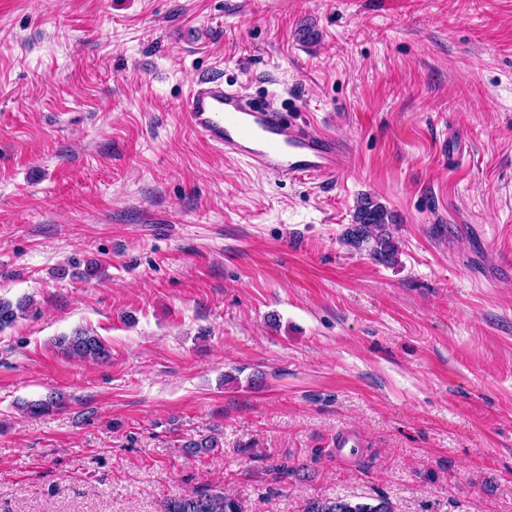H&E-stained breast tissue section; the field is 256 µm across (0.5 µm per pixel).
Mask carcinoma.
Instances as JSON below:
<instances>
[{
	"instance_id": "cac0c4a2",
	"label": "carcinoma",
	"mask_w": 512,
	"mask_h": 512,
	"mask_svg": "<svg viewBox=\"0 0 512 512\" xmlns=\"http://www.w3.org/2000/svg\"><path fill=\"white\" fill-rule=\"evenodd\" d=\"M391 224V215L386 207L365 195L358 199L353 224L345 229L342 240L355 250L366 251L378 263L393 265L397 262L399 248L391 232ZM100 269L95 260L84 263L78 260L56 269L54 275L59 279L69 276L88 280L99 276ZM35 313V303L29 296L14 302L0 298V330L12 327ZM58 346L68 357L83 361L104 362L110 356L109 349L99 337L79 329L59 337ZM62 401L61 395L57 394L45 399L23 401L19 408L29 415L38 416L59 407ZM164 512H244V507L236 494L222 488H207L167 499ZM304 512H392V505L383 497L374 503L336 497L313 499L307 503Z\"/></svg>"
}]
</instances>
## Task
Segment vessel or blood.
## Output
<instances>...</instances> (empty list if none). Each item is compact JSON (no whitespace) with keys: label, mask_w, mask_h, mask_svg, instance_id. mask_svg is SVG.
Here are the masks:
<instances>
[{"label":"vessel or blood","mask_w":512,"mask_h":512,"mask_svg":"<svg viewBox=\"0 0 512 512\" xmlns=\"http://www.w3.org/2000/svg\"><path fill=\"white\" fill-rule=\"evenodd\" d=\"M183 109L191 128L209 144L278 180L330 179L346 169L351 151L307 122L248 103L222 77L203 74L190 86Z\"/></svg>","instance_id":"b4317fda"}]
</instances>
